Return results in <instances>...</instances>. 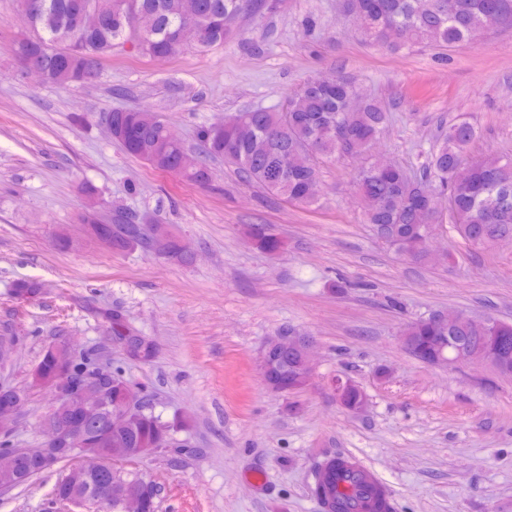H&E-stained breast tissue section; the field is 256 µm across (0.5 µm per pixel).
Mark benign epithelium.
<instances>
[{
    "mask_svg": "<svg viewBox=\"0 0 512 512\" xmlns=\"http://www.w3.org/2000/svg\"><path fill=\"white\" fill-rule=\"evenodd\" d=\"M433 323L445 332L457 324L486 334L483 349L473 352L457 345L452 348V354L439 363L455 367L487 362L499 373L512 375V358L492 336L495 325L487 319L440 313L433 316ZM313 344L314 338L305 333L270 338L260 360L267 388L278 392L282 389L280 383L267 380V376L281 367L277 354L285 349L300 355L298 380L302 386L309 385L313 372ZM45 359L50 368L40 365L32 372L34 382L52 394V404L41 418L46 437L36 449L41 469L49 470L78 451L84 460L81 470L86 473L85 487L71 495L65 505L107 512L115 504L120 512H145L155 487L113 478L112 453L105 451L112 436V425L126 422L141 410L140 388L124 382L117 391H112L111 371L101 364L89 363L86 353L70 347L51 346L45 352ZM21 409L19 400L0 406V438L13 436L14 417ZM0 467L17 478L24 472L19 453L12 448L0 450Z\"/></svg>",
    "mask_w": 512,
    "mask_h": 512,
    "instance_id": "7a95c632",
    "label": "benign epithelium"
}]
</instances>
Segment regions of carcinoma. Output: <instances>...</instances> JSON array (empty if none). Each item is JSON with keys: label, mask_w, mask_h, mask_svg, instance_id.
Segmentation results:
<instances>
[{"label": "carcinoma", "mask_w": 512, "mask_h": 512, "mask_svg": "<svg viewBox=\"0 0 512 512\" xmlns=\"http://www.w3.org/2000/svg\"><path fill=\"white\" fill-rule=\"evenodd\" d=\"M40 13L31 18L25 42L13 44L16 62L26 59L48 64L51 83L71 87L92 83L82 79L86 60L99 69L100 60L112 54V47L128 37V11L139 19L138 45L149 57L165 51L174 56L186 46L174 42L178 29L188 22L184 0H42ZM197 18L203 27L199 52L224 43L238 17L257 9L255 0H196ZM100 9L106 22L87 30L77 20ZM512 24V0H362L361 33L392 49L418 44L448 46L465 41L474 30L490 28L495 21ZM352 85L338 77L306 81L277 112L253 109L244 112L237 123H226L222 131L215 123L197 132L204 156L222 159L249 182L269 193L283 196L299 205L311 206L319 196L314 158L337 154L363 155L370 152L386 125L383 107L363 100L349 107ZM121 130L119 143L125 152L152 167L182 176L189 182L205 184L211 174L205 162L179 168L186 150L171 144L164 133V120L144 107L109 112ZM474 125L461 120L448 130L420 177H410L397 163L378 166L368 162L355 176V185L365 201V217L377 233L398 253L415 259L425 258L423 228L419 215L432 201L424 187L447 194L448 212L457 234L466 242L478 240L486 248L503 237H512V158L487 153L473 158L470 147L478 138ZM106 247L125 252L140 247L182 265L191 262L189 254L177 256L178 244L150 249L137 237L132 215L117 210L112 222L102 227ZM255 244L269 253L283 248L284 242L264 227L249 230ZM415 337L419 354L442 352L437 337L442 335L429 320L406 327ZM144 409L127 425L112 429L111 448L116 454L125 448L171 444L170 426L155 415L149 398ZM319 468L329 479L316 484L314 495L323 512H393L382 485L353 460L341 463L328 459ZM76 476H64L56 485L55 497L80 490Z\"/></svg>", "instance_id": "1"}]
</instances>
